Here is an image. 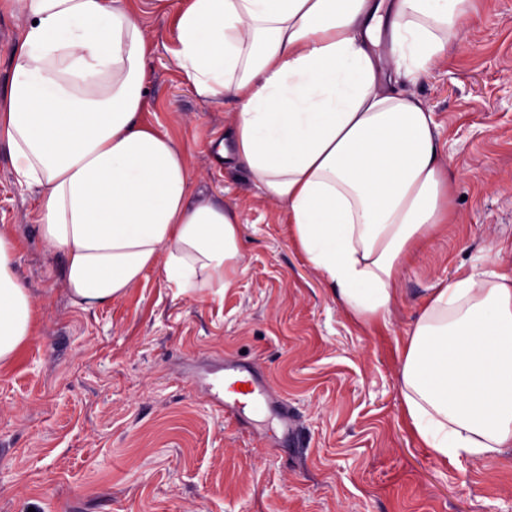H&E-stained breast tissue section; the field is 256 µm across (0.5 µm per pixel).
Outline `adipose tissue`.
Returning <instances> with one entry per match:
<instances>
[{
    "mask_svg": "<svg viewBox=\"0 0 512 512\" xmlns=\"http://www.w3.org/2000/svg\"><path fill=\"white\" fill-rule=\"evenodd\" d=\"M26 18L0 95V137L35 188L40 233L73 305L124 296L152 268L182 289L229 288L233 207L190 202L173 138L142 121L148 37L128 0H17ZM469 0H187L173 60L194 92L233 101L231 160L282 205L337 305L388 322L408 255L452 221L432 112L399 80L458 41ZM389 32L390 61L374 48ZM438 283L401 357L403 420L441 463L512 447V274ZM14 244L0 236V364L33 332Z\"/></svg>",
    "mask_w": 512,
    "mask_h": 512,
    "instance_id": "ef3b65f1",
    "label": "adipose tissue"
}]
</instances>
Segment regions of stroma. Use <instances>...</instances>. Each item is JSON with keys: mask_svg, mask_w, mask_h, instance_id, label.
Masks as SVG:
<instances>
[{"mask_svg": "<svg viewBox=\"0 0 512 512\" xmlns=\"http://www.w3.org/2000/svg\"><path fill=\"white\" fill-rule=\"evenodd\" d=\"M132 2L149 39L143 120L184 152L192 199L239 211L242 270L233 288L187 293L151 270L81 310L0 138V235L35 312L0 364V512H512V447L439 463L398 392L431 288L490 249L512 270V0H471L459 42L406 86L438 126L455 221L404 265L384 325L336 304L284 207L219 159L235 106L198 97L172 60L183 0ZM24 24L0 0V92ZM230 373L263 388L233 414L214 398Z\"/></svg>", "mask_w": 512, "mask_h": 512, "instance_id": "1", "label": "stroma"}]
</instances>
